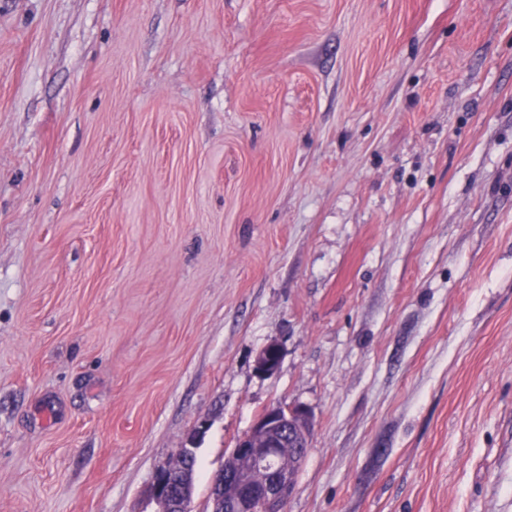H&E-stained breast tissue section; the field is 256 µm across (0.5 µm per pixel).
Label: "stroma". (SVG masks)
Segmentation results:
<instances>
[{"instance_id":"stroma-1","label":"stroma","mask_w":512,"mask_h":512,"mask_svg":"<svg viewBox=\"0 0 512 512\" xmlns=\"http://www.w3.org/2000/svg\"><path fill=\"white\" fill-rule=\"evenodd\" d=\"M276 405L288 512H512V0H0V512Z\"/></svg>"}]
</instances>
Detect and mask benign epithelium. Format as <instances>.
<instances>
[{"label": "benign epithelium", "mask_w": 512, "mask_h": 512, "mask_svg": "<svg viewBox=\"0 0 512 512\" xmlns=\"http://www.w3.org/2000/svg\"><path fill=\"white\" fill-rule=\"evenodd\" d=\"M281 351L268 344L257 369L277 371ZM311 436L309 412L301 406H272L232 449L230 468L211 482L210 512H287ZM191 476L187 465L166 467L154 478L153 492L162 512H191Z\"/></svg>", "instance_id": "7a95c632"}]
</instances>
